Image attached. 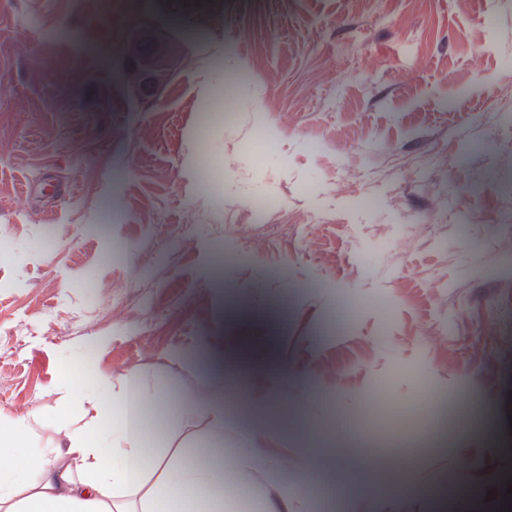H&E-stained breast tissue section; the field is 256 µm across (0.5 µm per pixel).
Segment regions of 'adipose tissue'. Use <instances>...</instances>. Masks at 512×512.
I'll return each mask as SVG.
<instances>
[{"label": "adipose tissue", "mask_w": 512, "mask_h": 512, "mask_svg": "<svg viewBox=\"0 0 512 512\" xmlns=\"http://www.w3.org/2000/svg\"><path fill=\"white\" fill-rule=\"evenodd\" d=\"M264 392L226 407L222 380H209L191 393L149 391L133 367L83 388L63 385L54 404L19 421L0 420V512H223L236 489L227 481L241 463L260 465L271 431L281 419L268 411L277 388L265 367L250 372ZM204 421L211 436L223 438L224 422L245 418L240 440L246 458H225L223 449L204 448L190 458L147 447L144 418ZM52 445L27 454L42 435Z\"/></svg>", "instance_id": "obj_1"}]
</instances>
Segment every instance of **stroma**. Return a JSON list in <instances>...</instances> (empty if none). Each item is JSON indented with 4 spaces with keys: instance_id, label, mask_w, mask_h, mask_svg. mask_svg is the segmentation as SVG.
<instances>
[{
    "instance_id": "obj_1",
    "label": "stroma",
    "mask_w": 512,
    "mask_h": 512,
    "mask_svg": "<svg viewBox=\"0 0 512 512\" xmlns=\"http://www.w3.org/2000/svg\"><path fill=\"white\" fill-rule=\"evenodd\" d=\"M0 0V418L63 382L172 366L227 335L264 358L293 429L268 457L345 450L357 397L430 384V452H374L319 512L512 504V0ZM204 39L137 101L119 44L144 23ZM468 402L449 415V388Z\"/></svg>"
}]
</instances>
